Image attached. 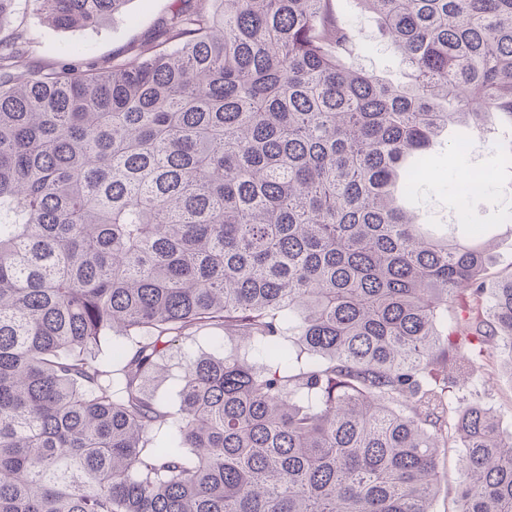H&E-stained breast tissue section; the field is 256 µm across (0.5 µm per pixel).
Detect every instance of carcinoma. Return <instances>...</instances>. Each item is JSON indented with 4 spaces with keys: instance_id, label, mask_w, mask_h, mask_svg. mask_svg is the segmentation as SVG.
I'll use <instances>...</instances> for the list:
<instances>
[{
    "instance_id": "obj_1",
    "label": "carcinoma",
    "mask_w": 512,
    "mask_h": 512,
    "mask_svg": "<svg viewBox=\"0 0 512 512\" xmlns=\"http://www.w3.org/2000/svg\"><path fill=\"white\" fill-rule=\"evenodd\" d=\"M356 2L407 82L347 64L333 0H191L108 68L0 40V512H433L445 448L455 512H512V436L452 412L473 343L512 371V273L395 194L512 121V0ZM194 342H182L177 341L173 343L172 349L170 352H172L174 358L172 359L171 364L173 366L170 370V377H167L166 379L159 381L157 384L154 385L155 392L165 398L168 401H171L172 403H175L177 401L176 398V390H177V382L178 378L181 375V369L179 368V365L177 364V361L180 359V352L183 356V353H193L195 355L197 354H216L214 347L210 343V341L204 337L206 335L201 334L199 335Z\"/></svg>"
}]
</instances>
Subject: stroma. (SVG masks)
I'll return each mask as SVG.
<instances>
[{"label":"stroma","mask_w":512,"mask_h":512,"mask_svg":"<svg viewBox=\"0 0 512 512\" xmlns=\"http://www.w3.org/2000/svg\"><path fill=\"white\" fill-rule=\"evenodd\" d=\"M178 0H128L125 8L104 19L97 27L75 30L53 28L37 10L35 0H13L11 11L0 17V36L20 29L30 39L28 64L39 71L61 60L62 51L72 44L85 49V62L99 67L131 60L138 47L154 40L162 31ZM345 17L361 42L372 50L359 63L366 70L398 83L406 77L399 54L381 45L377 22L372 14L346 0ZM429 171L416 186L414 197H399V204L417 214L424 224H482L489 245L485 275L497 280L512 274V207L504 202L512 195V167L502 166L492 147L471 129L452 125L427 150ZM494 168L493 186L480 194L464 195L458 190L467 170ZM478 405L489 410L503 433H512V371L504 365L499 346L485 347L475 356L468 382L456 393L454 408Z\"/></svg>","instance_id":"stroma-1"}]
</instances>
